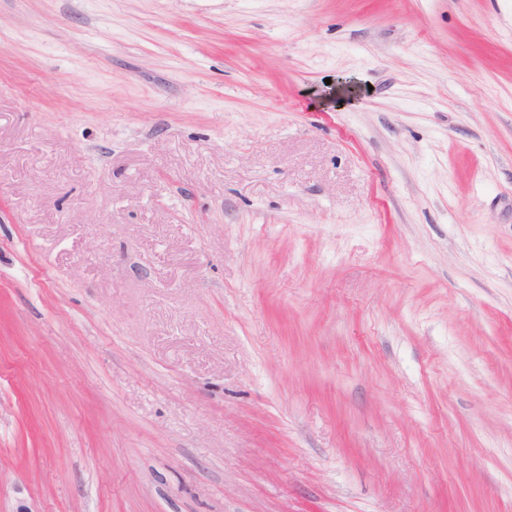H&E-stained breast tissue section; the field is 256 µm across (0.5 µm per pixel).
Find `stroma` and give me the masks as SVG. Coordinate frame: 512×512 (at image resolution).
I'll use <instances>...</instances> for the list:
<instances>
[{
	"instance_id": "35a3bbf8",
	"label": "stroma",
	"mask_w": 512,
	"mask_h": 512,
	"mask_svg": "<svg viewBox=\"0 0 512 512\" xmlns=\"http://www.w3.org/2000/svg\"><path fill=\"white\" fill-rule=\"evenodd\" d=\"M512 512V0H0V512Z\"/></svg>"
}]
</instances>
